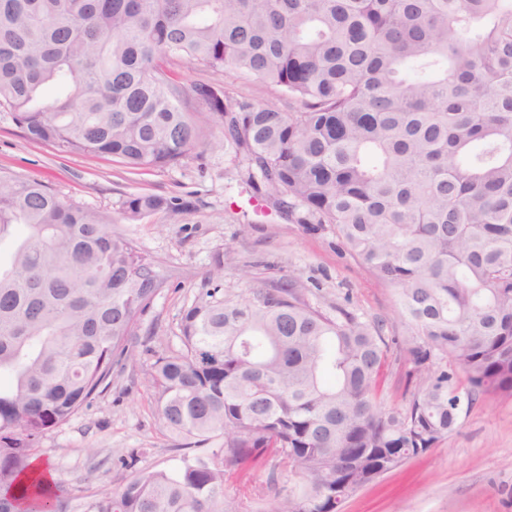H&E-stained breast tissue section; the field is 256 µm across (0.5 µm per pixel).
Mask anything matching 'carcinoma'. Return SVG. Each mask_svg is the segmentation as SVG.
Returning <instances> with one entry per match:
<instances>
[{"label":"carcinoma","instance_id":"carcinoma-1","mask_svg":"<svg viewBox=\"0 0 512 512\" xmlns=\"http://www.w3.org/2000/svg\"><path fill=\"white\" fill-rule=\"evenodd\" d=\"M183 60L273 86L288 111L186 85ZM195 106L220 118L253 186L300 224L334 225L396 290L415 389L385 408L398 337L292 278L244 298L209 289L148 382L184 446L220 448L86 512H240L229 482L271 460L268 512H340L445 439L476 395L512 397V0H0V112L28 140L165 168L201 146ZM176 208L125 202L132 218ZM6 238L0 512H57L31 448L109 386L164 279L112 217L1 172Z\"/></svg>","mask_w":512,"mask_h":512}]
</instances>
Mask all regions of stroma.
I'll return each instance as SVG.
<instances>
[{
	"instance_id": "obj_1",
	"label": "stroma",
	"mask_w": 512,
	"mask_h": 512,
	"mask_svg": "<svg viewBox=\"0 0 512 512\" xmlns=\"http://www.w3.org/2000/svg\"><path fill=\"white\" fill-rule=\"evenodd\" d=\"M183 83L214 85L224 99L287 109L275 88L227 69L178 67ZM0 171L42 181L61 197L111 216L112 228L153 257L165 283L129 344L131 356L114 366L109 388L66 423L47 431L34 448L48 468L61 512H85L87 503L121 491L142 471L179 464L177 438L163 424L146 379L156 359L180 350L185 307L207 289L218 257L232 251L234 267L219 285L239 294L288 277L318 289L322 302L350 297L358 313L385 322V331L410 336L393 288L350 256L333 225L298 223L255 191L246 163L221 141L180 164L132 171L112 160L72 155L28 142L0 112ZM180 199L175 211L128 217L135 193ZM341 512H512V397L480 395L436 447L360 490Z\"/></svg>"
}]
</instances>
